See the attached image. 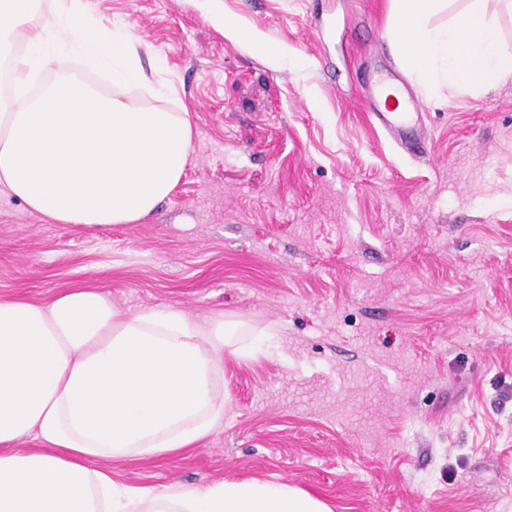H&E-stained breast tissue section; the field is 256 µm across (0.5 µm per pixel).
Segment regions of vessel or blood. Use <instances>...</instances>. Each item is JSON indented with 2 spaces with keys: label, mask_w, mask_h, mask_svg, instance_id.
<instances>
[{
  "label": "vessel or blood",
  "mask_w": 512,
  "mask_h": 512,
  "mask_svg": "<svg viewBox=\"0 0 512 512\" xmlns=\"http://www.w3.org/2000/svg\"><path fill=\"white\" fill-rule=\"evenodd\" d=\"M365 107L378 126L402 150L419 155L426 150L421 124L423 104L403 83L388 80L374 70L363 77Z\"/></svg>",
  "instance_id": "b4317fda"
}]
</instances>
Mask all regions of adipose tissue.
Returning <instances> with one entry per match:
<instances>
[{
    "label": "adipose tissue",
    "mask_w": 512,
    "mask_h": 512,
    "mask_svg": "<svg viewBox=\"0 0 512 512\" xmlns=\"http://www.w3.org/2000/svg\"><path fill=\"white\" fill-rule=\"evenodd\" d=\"M390 0L393 50L423 90L483 92L512 80L500 30L512 0ZM143 43L102 27L89 0H0V188L57 224L106 227L147 218L191 155L189 112L140 107ZM108 67L104 94L52 74L59 52ZM238 327L174 308L122 313L95 288L46 301L0 297V512H331L285 482L121 485L100 459L187 448L224 421V347ZM36 449L17 451L18 442Z\"/></svg>",
    "instance_id": "obj_1"
}]
</instances>
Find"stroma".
<instances>
[{"instance_id": "stroma-1", "label": "stroma", "mask_w": 512, "mask_h": 512, "mask_svg": "<svg viewBox=\"0 0 512 512\" xmlns=\"http://www.w3.org/2000/svg\"><path fill=\"white\" fill-rule=\"evenodd\" d=\"M148 47L127 99L194 124L138 224H56L0 193V296L76 284L134 314L248 324L224 421L112 460L126 485L285 482L332 512H512V81L423 96L429 161L369 122V51L399 69L389 0H216L284 46L231 41L194 0H90ZM335 33L321 34L327 17Z\"/></svg>"}]
</instances>
